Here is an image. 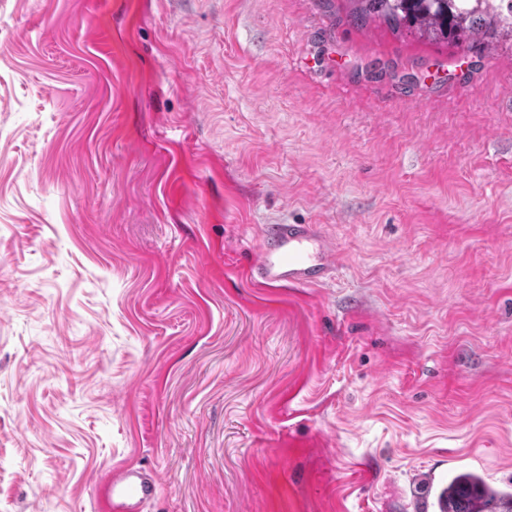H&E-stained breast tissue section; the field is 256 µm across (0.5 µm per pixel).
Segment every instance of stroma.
Here are the masks:
<instances>
[{
  "instance_id": "1",
  "label": "stroma",
  "mask_w": 512,
  "mask_h": 512,
  "mask_svg": "<svg viewBox=\"0 0 512 512\" xmlns=\"http://www.w3.org/2000/svg\"><path fill=\"white\" fill-rule=\"evenodd\" d=\"M351 0H0V512L512 489V46ZM318 224L320 288L254 287ZM337 269L336 247L318 224H266L249 278L257 288L288 282L319 287ZM159 487L157 477L139 469L114 470L105 479L100 512H139Z\"/></svg>"
}]
</instances>
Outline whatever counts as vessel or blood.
I'll return each mask as SVG.
<instances>
[{
    "mask_svg": "<svg viewBox=\"0 0 512 512\" xmlns=\"http://www.w3.org/2000/svg\"><path fill=\"white\" fill-rule=\"evenodd\" d=\"M337 269L336 247L318 224H267L260 233L257 255L249 268L252 284L269 288L281 282L319 287ZM159 487L154 474L126 468L105 479L101 512H140Z\"/></svg>",
    "mask_w": 512,
    "mask_h": 512,
    "instance_id": "1",
    "label": "vessel or blood"
}]
</instances>
